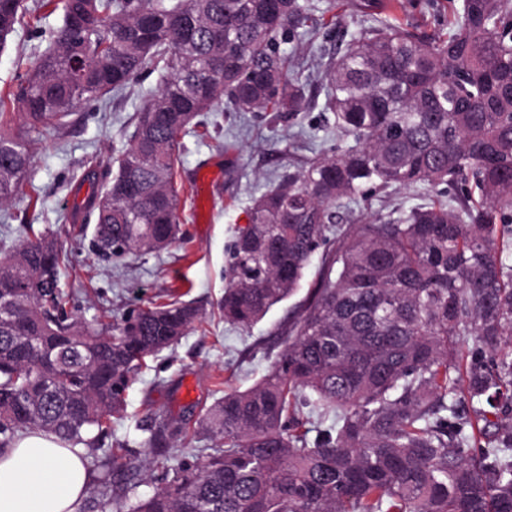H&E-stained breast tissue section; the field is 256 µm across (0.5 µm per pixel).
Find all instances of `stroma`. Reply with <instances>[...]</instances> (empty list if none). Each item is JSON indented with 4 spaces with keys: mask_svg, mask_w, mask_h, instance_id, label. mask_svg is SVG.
<instances>
[{
    "mask_svg": "<svg viewBox=\"0 0 512 512\" xmlns=\"http://www.w3.org/2000/svg\"><path fill=\"white\" fill-rule=\"evenodd\" d=\"M313 14L324 17L320 33L301 44L286 45L291 70L310 86L336 50L339 31L371 23L365 0H308ZM394 13L418 35L448 34V0H399ZM62 23L61 12L41 11L39 22L23 20L9 47L0 52V125L21 124L11 93L30 60L45 52L48 36ZM163 79L156 71L138 77L120 95L80 110L76 123L47 130L32 143L31 174L9 204L0 206V246L13 245L29 232L58 239L67 255L59 270V286L69 296V311L82 320L101 318L114 324L129 311L155 301L178 297L194 301L203 318L170 350L148 360L126 395V411L114 417L109 434L95 455L108 461L97 469L79 512H97L95 502L104 479L125 485L127 494L148 495L166 486L182 465L202 463L211 441L200 435L173 452L168 469L145 467L148 426L177 422L194 428L197 420L225 390L250 387L281 348L280 328L295 312V300L275 306L246 330L224 321L219 304L224 296L228 248L246 210L277 175L320 154H334L342 140L321 103L291 115L273 111L217 112L208 117L204 137H184L178 187L185 202L180 239L150 255L106 262L90 249L81 209L90 192L85 179L89 161L107 166L133 130L132 118L145 94ZM136 453L139 470L129 474L126 461L113 458L118 445Z\"/></svg>",
    "mask_w": 512,
    "mask_h": 512,
    "instance_id": "1",
    "label": "stroma"
}]
</instances>
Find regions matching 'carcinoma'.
<instances>
[{
	"label": "carcinoma",
	"mask_w": 512,
	"mask_h": 512,
	"mask_svg": "<svg viewBox=\"0 0 512 512\" xmlns=\"http://www.w3.org/2000/svg\"><path fill=\"white\" fill-rule=\"evenodd\" d=\"M63 12L48 51L19 79L24 120L0 128V205L22 189L30 142L81 108L166 76L135 113L83 203L103 261L170 246L183 136L206 112H303L281 44L318 20L304 0H40ZM24 0H0V50ZM450 32L426 39L388 15L349 34L323 70V110L346 143L255 197L228 253L224 321L248 329L319 280L250 387L224 392L198 422L213 446L114 512H512V0H460ZM435 198L341 224L368 188ZM63 256L39 235L0 251V454L27 431L92 451L150 358L202 318L189 301L129 312L111 328L67 310ZM335 422L314 439L298 414ZM167 467V428L145 442Z\"/></svg>",
	"instance_id": "carcinoma-1"
}]
</instances>
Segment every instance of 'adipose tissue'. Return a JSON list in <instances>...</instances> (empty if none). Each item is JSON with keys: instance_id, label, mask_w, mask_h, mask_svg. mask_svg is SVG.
Masks as SVG:
<instances>
[{"instance_id": "adipose-tissue-1", "label": "adipose tissue", "mask_w": 512, "mask_h": 512, "mask_svg": "<svg viewBox=\"0 0 512 512\" xmlns=\"http://www.w3.org/2000/svg\"><path fill=\"white\" fill-rule=\"evenodd\" d=\"M91 479L81 449L26 434L0 455V512H76Z\"/></svg>"}]
</instances>
